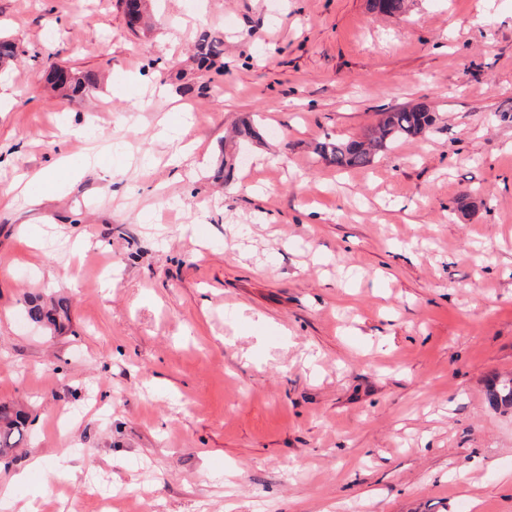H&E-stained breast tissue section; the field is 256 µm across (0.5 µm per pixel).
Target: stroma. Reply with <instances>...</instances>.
I'll return each mask as SVG.
<instances>
[{"label": "stroma", "instance_id": "1", "mask_svg": "<svg viewBox=\"0 0 512 512\" xmlns=\"http://www.w3.org/2000/svg\"><path fill=\"white\" fill-rule=\"evenodd\" d=\"M0 36V402L30 413L0 486L52 512H512L488 396L512 378V6L146 0L134 32L122 0H0ZM55 64L98 90L62 99ZM416 103L433 127L368 168L314 152ZM27 314L34 322H47L54 326V329L61 327L62 319L67 320L69 316L68 305L61 301L51 308L40 304L37 299L29 301Z\"/></svg>", "mask_w": 512, "mask_h": 512}]
</instances>
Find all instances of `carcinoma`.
<instances>
[{
	"instance_id": "carcinoma-1",
	"label": "carcinoma",
	"mask_w": 512,
	"mask_h": 512,
	"mask_svg": "<svg viewBox=\"0 0 512 512\" xmlns=\"http://www.w3.org/2000/svg\"><path fill=\"white\" fill-rule=\"evenodd\" d=\"M370 9L386 14L401 13L404 0H369ZM223 54V41L205 36L197 45L199 63L209 67L215 58ZM98 85V76L92 72L73 75L69 82L58 84L69 99L80 98ZM435 123V115L425 104L418 103L379 113L377 123L370 128V137L365 141L328 140L319 143L317 154L338 169H362L371 166L376 156L392 144L425 134ZM27 314L34 322H47L61 327L62 320L68 319V305L61 301L47 308L38 300L29 301ZM490 398L496 405L512 406V379L492 380ZM29 433V416L23 409L0 404V459L10 456Z\"/></svg>"
}]
</instances>
